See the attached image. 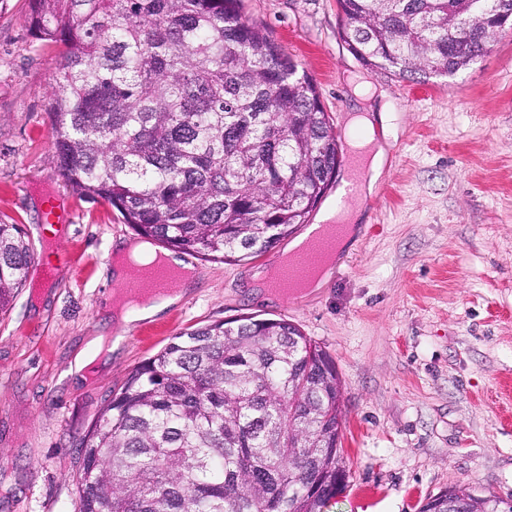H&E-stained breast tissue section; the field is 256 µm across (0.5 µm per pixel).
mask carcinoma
I'll list each match as a JSON object with an SVG mask.
<instances>
[{
    "instance_id": "carcinoma-1",
    "label": "carcinoma",
    "mask_w": 512,
    "mask_h": 512,
    "mask_svg": "<svg viewBox=\"0 0 512 512\" xmlns=\"http://www.w3.org/2000/svg\"><path fill=\"white\" fill-rule=\"evenodd\" d=\"M352 54L403 79L448 76L512 25V0H336ZM61 48L58 171L137 235L239 262L306 224L341 139L317 87L240 0H29ZM34 252L0 222V312ZM336 364L294 324L189 328L127 376L78 440V512H322L338 476ZM420 512H512L465 486Z\"/></svg>"
}]
</instances>
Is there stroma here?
<instances>
[{"label": "stroma", "instance_id": "35a3bbf8", "mask_svg": "<svg viewBox=\"0 0 512 512\" xmlns=\"http://www.w3.org/2000/svg\"><path fill=\"white\" fill-rule=\"evenodd\" d=\"M241 12L315 81L342 147L354 104L385 113L381 182L322 287L269 298L251 279L263 259L199 258L175 306L123 324L106 318L104 267L134 232L59 176L60 52L34 37L28 0H0V219L35 249L0 314V512H77L74 440L129 372L187 328L242 316L288 320L336 363L349 478L324 512H419L456 485L512 500V30L469 68L413 81L356 60L336 0H242ZM357 82L375 97L356 100ZM48 198L68 222L47 224ZM50 237L65 251L45 252ZM49 262L56 282L42 289ZM94 336L119 346L77 379L71 364Z\"/></svg>", "mask_w": 512, "mask_h": 512}]
</instances>
